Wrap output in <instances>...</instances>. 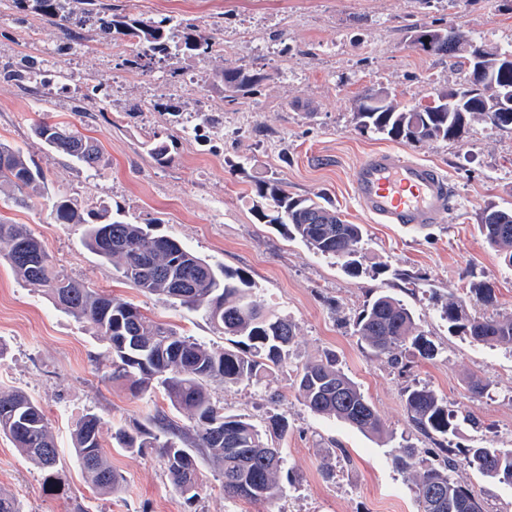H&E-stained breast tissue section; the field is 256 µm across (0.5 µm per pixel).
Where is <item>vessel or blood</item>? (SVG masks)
Returning a JSON list of instances; mask_svg holds the SVG:
<instances>
[{"label":"vessel or blood","mask_w":512,"mask_h":512,"mask_svg":"<svg viewBox=\"0 0 512 512\" xmlns=\"http://www.w3.org/2000/svg\"><path fill=\"white\" fill-rule=\"evenodd\" d=\"M352 184L361 208L383 224L425 228L450 210L446 176L390 150L368 154L355 168Z\"/></svg>","instance_id":"obj_1"}]
</instances>
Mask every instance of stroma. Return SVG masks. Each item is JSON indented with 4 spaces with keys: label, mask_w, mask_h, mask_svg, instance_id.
<instances>
[{
    "label": "stroma",
    "mask_w": 512,
    "mask_h": 512,
    "mask_svg": "<svg viewBox=\"0 0 512 512\" xmlns=\"http://www.w3.org/2000/svg\"><path fill=\"white\" fill-rule=\"evenodd\" d=\"M144 18L187 19L199 37L223 42L208 60L169 58L150 73L129 67L130 49L94 30L71 40L34 10L0 0V140L44 172L36 190L0 194V220L24 224L68 275L129 301L156 321L207 345L226 346L205 316L144 294L117 279L109 264L83 244V225L57 223L56 197L79 212L122 211L129 221L179 242L207 262L239 272L253 297L291 319L297 336L286 364L269 382L208 391L225 414L265 429L286 416L287 434L275 440L283 456L281 490L272 500L224 494V479L200 462V489L186 500L153 449L119 448L120 427L160 433V418L190 427L161 389L133 396L110 378L108 342L86 320L59 308L20 281L0 258V390L20 389L43 406L60 450L53 478L0 434V490L23 512H419L412 485L391 459L395 448H421L438 460L437 443L418 432L404 407L416 385L434 390L482 427L460 425L452 448L493 443L512 448V349L449 333L440 317L448 298L473 283L490 282L497 310L512 312V269L484 241L480 216L489 206L512 209V131L468 119L459 138L392 141L360 130L356 95L367 88L412 106L459 83L456 58L420 51V28L459 27L475 43L512 48V0H102ZM38 63L48 85L9 78L22 60ZM67 85L53 83L58 68ZM246 67L261 75L256 90L227 101L215 72ZM138 113H130L132 104ZM178 113H169V105ZM81 124L102 149L89 168L48 151L33 134L46 116ZM169 147L157 163L154 142ZM392 150L431 164L447 176L450 217L425 230L381 224L364 213L352 192L360 160ZM276 177L291 195L321 197L342 219L364 227L359 275L336 259L256 216L255 185ZM385 293L415 314L419 331L438 347L435 359L410 348L398 362L373 355L351 322L373 296ZM327 356L360 387L380 416L377 438L311 412L298 398L294 376ZM487 389L472 394L471 380ZM88 413L102 422L108 458L125 482L116 492L93 490L72 452V431ZM455 479L489 512H512V486L466 466Z\"/></svg>",
    "instance_id": "1"
}]
</instances>
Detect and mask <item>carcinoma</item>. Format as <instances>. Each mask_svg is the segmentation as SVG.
<instances>
[{"label": "carcinoma", "instance_id": "1", "mask_svg": "<svg viewBox=\"0 0 512 512\" xmlns=\"http://www.w3.org/2000/svg\"><path fill=\"white\" fill-rule=\"evenodd\" d=\"M32 9L57 25L67 35L100 28L131 48L130 66L150 73L162 60L179 51L205 60L213 43L195 37L194 24L187 20L154 21L123 10L98 5V0H31ZM452 57L465 67L463 81L440 95L472 99L485 97L489 89L479 84L467 68L469 54ZM18 81L42 80L35 63L13 71ZM224 98L231 101L254 91L262 77L241 69H224L216 74ZM370 88L357 96L359 127L391 140L426 141L455 139L464 128L462 112H411L394 100L379 97ZM497 128L512 129V112H471ZM48 150L71 160L95 165L100 157L96 140L72 122L44 120L33 129ZM43 177L37 166L10 144L0 141V192L36 189ZM256 195L271 202L257 207L266 224L283 229L313 251L333 257L346 272L360 269L364 232L339 214L307 197L288 194L282 182L269 178L256 185ZM60 224H83L86 245L131 287L195 311L221 332L235 338L233 347H210L172 327L157 322L130 302L112 297L70 277L59 268L25 224H0V245L14 274L34 288L44 290L55 305L77 319L91 322L109 342L111 376L128 383L133 395L161 384L176 409L185 411L192 426L183 429L159 420L164 438L134 434L119 428L112 434L127 450L156 449L164 461L172 484L187 500L198 495L199 483L185 486L188 477H198L194 449H201L224 477V494L258 501L275 498L280 490L283 458L280 449L264 442L260 431L244 419L224 414L212 401L211 381L236 385L272 376L288 357L296 336V325L288 318L264 309L252 299L243 277L214 266L180 243L153 236L148 229L128 220L91 213L82 216L71 200L61 196L53 203ZM480 231L503 263L512 267V209L490 208L484 212ZM472 299L487 308L496 306L494 288L478 282L470 288ZM441 318L449 328L476 342L512 348V313L473 317L466 301L451 299L441 307ZM354 335L376 355L398 362V353L409 345L423 359L437 355V347L418 330L413 313L396 298L380 294L352 321ZM299 399L312 412L334 417L361 432L380 435L383 423L358 385L336 363L327 358L306 364L295 381ZM405 408L417 430L426 436L456 433L458 411L448 407L430 388L405 392ZM0 432L15 448L43 471L57 465L59 448L41 404L22 390L0 391ZM73 452L91 485L101 492H115L124 477L108 463L102 443L101 421L88 414L72 433ZM442 464L425 465L420 449L403 446L395 450L393 465L412 478L420 512H486L484 504L453 477L463 464L484 477L512 486V448L492 444L456 452L440 447Z\"/></svg>", "mask_w": 512, "mask_h": 512}]
</instances>
